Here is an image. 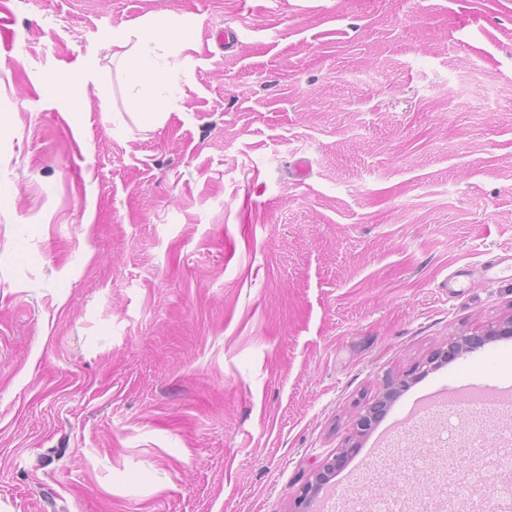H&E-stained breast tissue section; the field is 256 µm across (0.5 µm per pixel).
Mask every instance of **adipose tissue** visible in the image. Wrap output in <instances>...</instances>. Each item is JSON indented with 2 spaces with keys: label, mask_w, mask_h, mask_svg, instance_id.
<instances>
[{
  "label": "adipose tissue",
  "mask_w": 512,
  "mask_h": 512,
  "mask_svg": "<svg viewBox=\"0 0 512 512\" xmlns=\"http://www.w3.org/2000/svg\"><path fill=\"white\" fill-rule=\"evenodd\" d=\"M112 45V56L121 63L133 88L128 100L129 110L148 122H157L165 98L175 94L177 87L154 49L161 46L176 54L193 49L185 24L175 18L162 24L148 18L117 36Z\"/></svg>",
  "instance_id": "1"
}]
</instances>
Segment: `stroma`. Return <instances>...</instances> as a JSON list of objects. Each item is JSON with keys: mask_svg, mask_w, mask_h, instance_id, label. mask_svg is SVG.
<instances>
[{"mask_svg": "<svg viewBox=\"0 0 512 512\" xmlns=\"http://www.w3.org/2000/svg\"><path fill=\"white\" fill-rule=\"evenodd\" d=\"M171 13L142 124L107 44ZM1 109L0 512H295L343 448L335 512L512 483L506 411L409 421L512 385V336L429 362L512 315V0H0Z\"/></svg>", "mask_w": 512, "mask_h": 512, "instance_id": "obj_1", "label": "stroma"}]
</instances>
